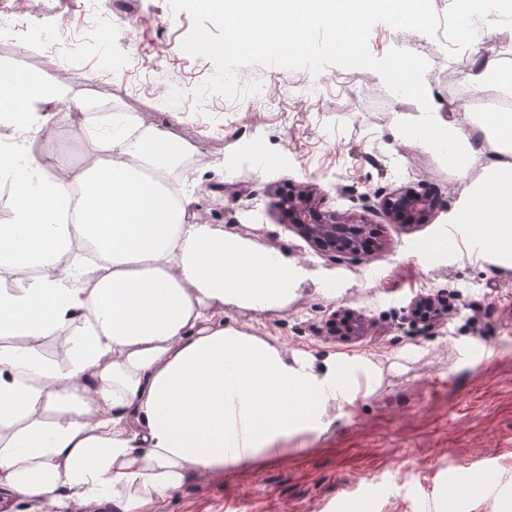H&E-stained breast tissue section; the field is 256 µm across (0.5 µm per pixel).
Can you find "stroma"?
<instances>
[{
  "label": "stroma",
  "instance_id": "35a3bbf8",
  "mask_svg": "<svg viewBox=\"0 0 512 512\" xmlns=\"http://www.w3.org/2000/svg\"><path fill=\"white\" fill-rule=\"evenodd\" d=\"M436 36L379 23L368 46L429 62L425 74L441 119L474 131L500 90L478 85L486 65L512 68V34L482 15L460 40L455 0H432ZM110 18L107 45L88 40L81 65L65 67L46 39L87 10L83 0H0V13H34L33 33L0 41V66L68 77L81 109L38 140V153L64 166L83 165L92 140L76 127L95 114L136 115L188 142L193 153L167 174L169 189L192 196L189 217L226 234L278 250L307 278L288 290L278 314L229 308L225 325L259 336L285 356L367 358L379 365L375 385H359L350 400L330 406L326 430L283 441L277 453L224 473H200L157 512H512V263L472 253L466 243L431 256L472 175L438 153L395 135L397 122L415 127L421 105L390 92L374 70L330 66L307 70L251 65L236 76L240 96L196 102L194 89L214 72L204 57L186 54L189 13L169 0H97ZM265 101L251 98L253 88ZM268 164L257 168L256 155ZM308 184L324 208L377 231L380 249L363 259L317 253L284 224L278 190ZM423 186L444 201L430 223H391L383 201ZM442 296L451 312L428 328L410 316L423 296ZM362 315V336H333L334 313ZM494 485L487 495L486 485Z\"/></svg>",
  "mask_w": 512,
  "mask_h": 512
}]
</instances>
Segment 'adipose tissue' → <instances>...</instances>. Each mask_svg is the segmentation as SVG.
Wrapping results in <instances>:
<instances>
[{
  "label": "adipose tissue",
  "mask_w": 512,
  "mask_h": 512,
  "mask_svg": "<svg viewBox=\"0 0 512 512\" xmlns=\"http://www.w3.org/2000/svg\"><path fill=\"white\" fill-rule=\"evenodd\" d=\"M62 77L0 79V123L47 135L70 101ZM418 143L468 168L469 135L423 96ZM479 124L497 151L450 221L485 225L478 253L512 260V112ZM189 144L147 127L99 141L84 168L0 153L13 215L0 225V484L37 512H156L199 473L267 455L324 428L348 366L286 358L224 324L228 306L284 308L303 276L278 251L188 220L166 174ZM35 269L32 277L21 276ZM60 338V357L44 343Z\"/></svg>",
  "instance_id": "ef3b65f1"
}]
</instances>
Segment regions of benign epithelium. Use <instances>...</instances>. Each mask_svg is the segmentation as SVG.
<instances>
[{
    "instance_id": "benign-epithelium-1",
    "label": "benign epithelium",
    "mask_w": 512,
    "mask_h": 512,
    "mask_svg": "<svg viewBox=\"0 0 512 512\" xmlns=\"http://www.w3.org/2000/svg\"><path fill=\"white\" fill-rule=\"evenodd\" d=\"M443 206L438 193L421 187L399 190L384 201L390 220L408 227L427 224ZM285 223L294 226L316 252L331 257H360L367 254L366 225L356 224L334 210L322 207L316 192L304 186L280 202ZM364 331V318L352 311L343 321L342 337L352 338Z\"/></svg>"
}]
</instances>
